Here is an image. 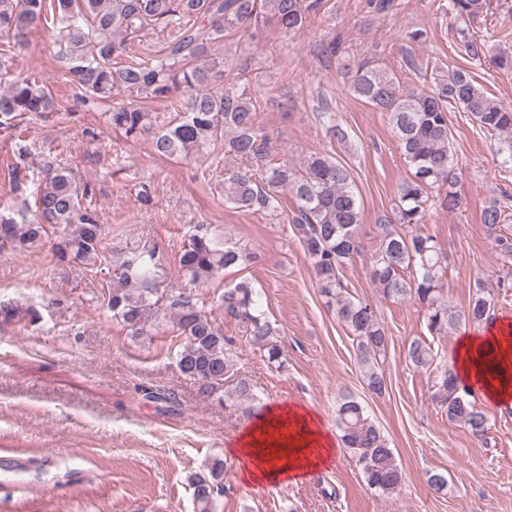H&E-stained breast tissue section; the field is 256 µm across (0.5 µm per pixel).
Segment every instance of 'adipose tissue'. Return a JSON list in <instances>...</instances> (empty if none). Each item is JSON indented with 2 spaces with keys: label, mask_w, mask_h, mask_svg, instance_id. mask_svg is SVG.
Segmentation results:
<instances>
[{
  "label": "adipose tissue",
  "mask_w": 512,
  "mask_h": 512,
  "mask_svg": "<svg viewBox=\"0 0 512 512\" xmlns=\"http://www.w3.org/2000/svg\"><path fill=\"white\" fill-rule=\"evenodd\" d=\"M459 378L494 405L512 402V324L497 319L460 338ZM334 443L319 417L300 407L267 409L232 448L246 483L297 480L332 457Z\"/></svg>",
  "instance_id": "obj_1"
}]
</instances>
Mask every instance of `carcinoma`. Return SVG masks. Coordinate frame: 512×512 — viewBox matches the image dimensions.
I'll list each match as a JSON object with an SVG mask.
<instances>
[{
	"label": "carcinoma",
	"instance_id": "obj_1",
	"mask_svg": "<svg viewBox=\"0 0 512 512\" xmlns=\"http://www.w3.org/2000/svg\"><path fill=\"white\" fill-rule=\"evenodd\" d=\"M321 0H0V34L15 40L53 19L58 58L64 75L77 90L76 99L93 106L112 98L116 90L128 102L105 113L107 125L127 137L152 129L147 99L164 96L184 85L192 92L180 100L182 116L156 132L152 147L162 158L200 151L227 131L233 132L228 151L251 162V168L224 177V202L241 210L278 208L280 191L292 193L299 213L294 228L311 262L326 304L355 337L360 363L367 365L365 381L374 393L384 391L386 378L378 366L388 336L372 305L343 295L340 269L358 254L362 209L348 168L329 152L313 153L297 170L270 159L271 138L257 123L253 104L233 88L213 92L209 85L224 81V66L208 57L210 45L227 29H248L269 20L292 32L303 27ZM457 14L469 20L482 15L487 0H453ZM167 33L164 50L153 57L132 55V43L155 31ZM352 91L388 116L408 166L409 176L399 189L395 223H425L429 192L436 191L442 208L460 209L463 198L452 151L448 111L457 106L470 113L480 128L502 137L501 165L512 166V108L490 97L471 71L456 68L434 80L428 91L406 90L386 70L362 62L355 65ZM58 111L50 88L30 74L18 73L0 92V130L11 131L17 162L11 169L14 190L25 195L19 209H0V251L42 247L49 229L61 227L52 242L56 261L93 266L105 250L106 234L92 205L94 189L46 155L42 176L29 177L31 146L20 121L48 117ZM506 220L502 205L493 200L482 212V223L495 236L500 252L512 256V238L497 234ZM257 262L252 249L221 240L204 224L193 226L180 259L185 276L205 284L233 267ZM156 249L129 252L120 262L119 276L108 288L112 317L133 341L153 335L159 326L176 330L174 360L180 374L198 385L202 395L224 402V408L256 412L252 379L238 366L235 338L224 335V323L199 305L196 296L162 288ZM447 256L431 236L402 233L384 226L377 249L369 259L372 284L387 298L410 297L425 307L430 333L440 335L461 323L477 324L491 316L492 299L479 288L467 307L455 309L443 293ZM411 273L405 277V273ZM224 318L234 322L241 337L280 369L287 363L279 330L269 321L262 302L247 280L224 288L218 297ZM32 323L37 309L25 310L0 301V322L19 316ZM406 359L415 368L437 370L431 398L448 421L468 428L476 438L488 430L486 415L471 400L455 368L437 365V353L426 340L413 339ZM336 421L344 447L355 458L367 483L378 496H391L403 482L395 449L356 398L343 394ZM226 464L216 460L189 476L196 512H212L215 495L223 492Z\"/></svg>",
	"mask_w": 512,
	"mask_h": 512
}]
</instances>
